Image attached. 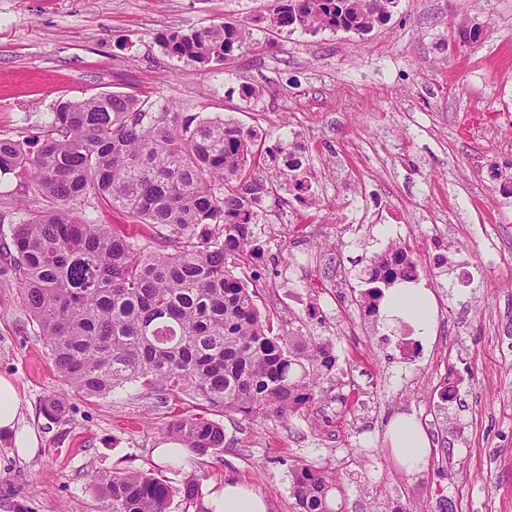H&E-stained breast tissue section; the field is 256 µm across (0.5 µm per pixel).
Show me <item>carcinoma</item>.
Returning a JSON list of instances; mask_svg holds the SVG:
<instances>
[{
    "label": "carcinoma",
    "instance_id": "cac0c4a2",
    "mask_svg": "<svg viewBox=\"0 0 512 512\" xmlns=\"http://www.w3.org/2000/svg\"><path fill=\"white\" fill-rule=\"evenodd\" d=\"M396 2L276 0L269 21L289 33L367 34L390 20ZM160 39L197 64L259 46L228 23ZM254 164L262 177L252 176ZM0 173L25 175L28 192L45 202L13 225V261L24 304L72 392L100 397L140 381L256 422L301 410L336 366L331 343L276 328L234 273L231 261L257 252L252 225L264 213L255 205L284 202L290 191L254 131L221 119L182 122L166 102L100 94L59 102L31 154L0 138ZM101 202L151 226L173 251L100 223ZM416 279V264L397 248L394 269L368 280L367 314L379 316L376 283ZM166 434L196 455L224 448V428L213 422L176 419ZM94 485L107 512H168L172 487L152 472L98 474ZM292 493L301 512H342L331 467L294 466Z\"/></svg>",
    "mask_w": 512,
    "mask_h": 512
}]
</instances>
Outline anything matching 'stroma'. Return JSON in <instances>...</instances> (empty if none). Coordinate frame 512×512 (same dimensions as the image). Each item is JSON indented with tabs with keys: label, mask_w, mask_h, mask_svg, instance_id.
I'll return each instance as SVG.
<instances>
[{
	"label": "stroma",
	"mask_w": 512,
	"mask_h": 512,
	"mask_svg": "<svg viewBox=\"0 0 512 512\" xmlns=\"http://www.w3.org/2000/svg\"><path fill=\"white\" fill-rule=\"evenodd\" d=\"M273 0H0V138L38 135L60 101L128 93L177 103L270 138L300 131L318 191L310 207L254 225L260 259L237 276L284 329L331 342L336 365L316 400L280 420L225 414L184 393L129 383L105 397L66 393L20 295L12 227L41 208L24 176L0 174V375L13 380L41 437L18 456L0 435V512H105L91 477L154 471L168 512H200L195 479L258 487L270 512H299L294 465L331 464L344 512H512V0H397L370 33H274ZM233 22L261 42L203 68L172 57L159 32ZM481 28L462 43L459 25ZM497 137L477 141L473 120ZM420 251L418 282L436 302L433 341L412 323L365 315L360 259L391 246ZM472 276L459 283L456 270ZM455 397L443 398L446 389ZM415 416L431 442L422 469L389 454L386 428ZM221 425L224 447L189 464L153 450L181 417Z\"/></svg>",
	"instance_id": "35a3bbf8"
}]
</instances>
